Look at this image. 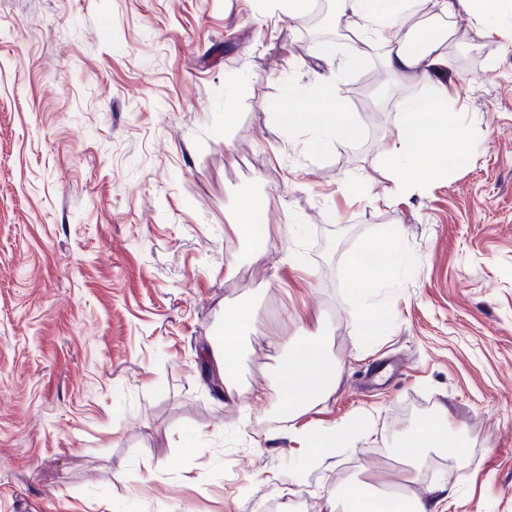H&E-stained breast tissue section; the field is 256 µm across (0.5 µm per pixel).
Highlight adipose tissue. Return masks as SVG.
Wrapping results in <instances>:
<instances>
[{"label": "adipose tissue", "instance_id": "1", "mask_svg": "<svg viewBox=\"0 0 512 512\" xmlns=\"http://www.w3.org/2000/svg\"><path fill=\"white\" fill-rule=\"evenodd\" d=\"M429 5L434 17H452L466 14L475 23L477 36H499L512 42V26L502 23L507 0H337L342 13L365 19L376 28L393 25L415 4ZM452 28L427 33L420 50H411L412 32L391 42L385 54L386 70L396 76L412 75L422 80H433L440 68L447 65L446 43L452 38ZM447 87H438L432 100L405 102L402 117L390 130L391 143L387 150L388 164L396 173V192L405 194L439 173L438 161L448 145H461L466 137L465 128L455 113L442 111L441 101L447 100ZM297 95H290L285 102L280 119L283 124H313L322 136L349 141L355 134V123L330 86H323L318 107L313 112L297 109ZM366 251L375 256L374 264H365L361 256H353L348 265L358 287L365 288L371 279L383 278L400 260L395 240H373L366 244ZM253 311L250 306L239 305L225 312L224 323L207 352L217 375L224 384L225 404L241 405V391L236 382L240 367L241 338L254 334L264 341L268 349L288 352L285 367L293 378V385L283 387L280 405L291 417H297L326 400L335 390L340 379L336 362L330 352L329 337L322 323H315L306 335L290 339L274 332H257L252 327ZM292 435L306 450L309 462H322L328 449L350 447L354 427L340 423L319 430L293 429ZM448 408L438 405L433 416L409 424L401 433L398 448L401 459L412 462L423 449L443 448L447 445ZM449 496L444 485L427 488L425 495L408 496L403 488L392 492L368 494L363 485L348 486L344 495L328 499L331 512H438Z\"/></svg>", "mask_w": 512, "mask_h": 512}]
</instances>
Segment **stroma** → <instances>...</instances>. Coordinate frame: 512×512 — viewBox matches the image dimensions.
<instances>
[{
    "instance_id": "stroma-1",
    "label": "stroma",
    "mask_w": 512,
    "mask_h": 512,
    "mask_svg": "<svg viewBox=\"0 0 512 512\" xmlns=\"http://www.w3.org/2000/svg\"><path fill=\"white\" fill-rule=\"evenodd\" d=\"M452 25L448 53L479 56L440 75L467 137L396 199L382 166L397 105L435 89L386 71L390 30L361 67L314 0L298 20L278 0H0V512L294 496L328 512L327 492L399 483L402 429L440 402L448 445L423 450L413 492L444 483V512H512V44ZM318 71L354 140L282 124L292 88L315 111ZM247 197L269 237L228 278L224 226ZM394 235L407 266L357 296L348 257ZM240 303L289 336L325 317L341 367L325 402L287 419L280 360L255 341L240 388L269 401L211 395L204 356ZM351 418L361 438L316 468L287 438Z\"/></svg>"
}]
</instances>
